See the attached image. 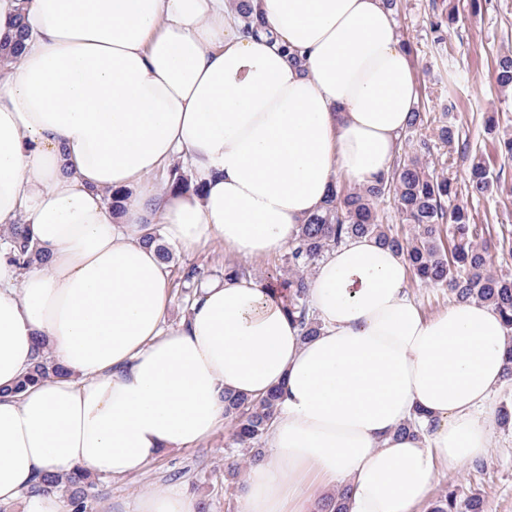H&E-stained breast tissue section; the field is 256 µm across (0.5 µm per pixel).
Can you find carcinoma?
Returning <instances> with one entry per match:
<instances>
[{
    "label": "carcinoma",
    "mask_w": 512,
    "mask_h": 512,
    "mask_svg": "<svg viewBox=\"0 0 512 512\" xmlns=\"http://www.w3.org/2000/svg\"><path fill=\"white\" fill-rule=\"evenodd\" d=\"M497 84L512 89V55L498 60ZM429 149L423 139L405 152L386 177L365 189L341 185L332 191L323 210L311 216L301 226L299 237L289 247L287 276L275 281L272 289L288 302V313L297 315L304 336L318 333L319 325L308 303V272L332 247L350 236H370L378 244L404 256L418 279L427 285L445 286L457 301H478L492 305L512 328V276L491 271L492 259L487 249L477 243V225L470 223L464 206L454 203L457 190L453 183L440 178L423 164L421 153ZM494 185L490 162L473 159L470 170L471 192L483 195ZM393 197L404 221L414 225L415 232L401 237L382 223L379 202ZM454 228L459 243L445 247L441 241V226ZM143 242L155 245L158 255L171 262L170 249L161 243L156 227L148 228ZM0 248L19 270H26L36 260L45 262L48 256L31 236L26 224H12L0 232ZM177 283L187 290L209 276L198 265L178 270ZM64 374V368L42 357L11 389L19 393L27 387ZM278 395L272 391L261 399L230 394L224 398V413L233 424V441L246 452H252L264 441L268 426L276 414ZM65 482L70 490L71 512H87L90 475L60 476L45 473L38 479L35 492L45 491ZM430 512H483L477 497L462 502L448 491L431 507Z\"/></svg>",
    "instance_id": "carcinoma-1"
}]
</instances>
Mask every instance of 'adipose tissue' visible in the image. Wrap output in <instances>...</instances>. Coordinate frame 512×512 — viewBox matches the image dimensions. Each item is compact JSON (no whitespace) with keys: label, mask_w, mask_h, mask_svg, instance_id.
Returning a JSON list of instances; mask_svg holds the SVG:
<instances>
[{"label":"adipose tissue","mask_w":512,"mask_h":512,"mask_svg":"<svg viewBox=\"0 0 512 512\" xmlns=\"http://www.w3.org/2000/svg\"><path fill=\"white\" fill-rule=\"evenodd\" d=\"M397 27L384 0H0V228L49 254L22 272L0 252V504L41 473L138 474L209 438L228 393L279 392L240 512L341 491L347 512H417L440 465L487 456L512 382L490 305L425 316L403 256L354 236L310 276L316 336L250 274L171 326L170 267L143 241L156 224L186 250L276 255L336 183L387 175L418 104ZM177 161L195 188L148 185ZM42 351L65 376L9 394ZM199 509L183 486L136 504Z\"/></svg>","instance_id":"1"}]
</instances>
